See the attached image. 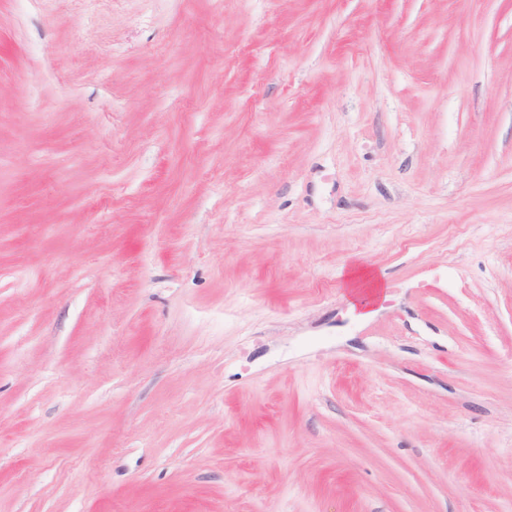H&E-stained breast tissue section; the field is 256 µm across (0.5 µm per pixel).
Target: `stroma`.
<instances>
[{
	"label": "stroma",
	"mask_w": 512,
	"mask_h": 512,
	"mask_svg": "<svg viewBox=\"0 0 512 512\" xmlns=\"http://www.w3.org/2000/svg\"><path fill=\"white\" fill-rule=\"evenodd\" d=\"M0 512H512V0H0ZM379 285L375 274L368 269H358L346 275V287L356 295H362L364 292L371 294Z\"/></svg>",
	"instance_id": "obj_1"
}]
</instances>
